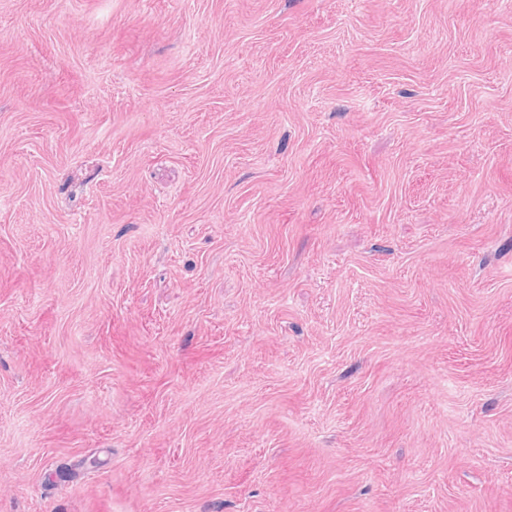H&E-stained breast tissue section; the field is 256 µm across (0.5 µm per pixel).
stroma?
Masks as SVG:
<instances>
[{
    "instance_id": "35a3bbf8",
    "label": "stroma",
    "mask_w": 512,
    "mask_h": 512,
    "mask_svg": "<svg viewBox=\"0 0 512 512\" xmlns=\"http://www.w3.org/2000/svg\"><path fill=\"white\" fill-rule=\"evenodd\" d=\"M0 512H512V0H0Z\"/></svg>"
}]
</instances>
